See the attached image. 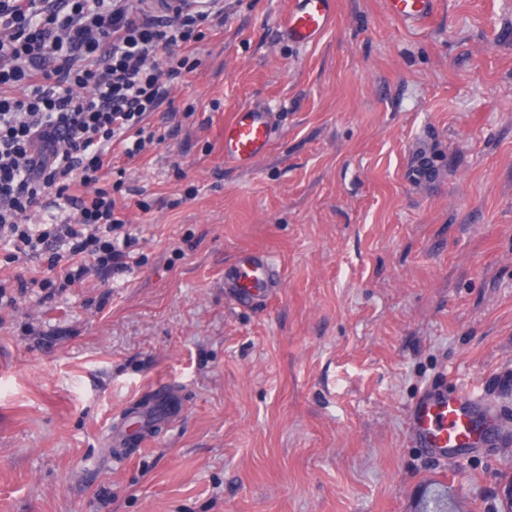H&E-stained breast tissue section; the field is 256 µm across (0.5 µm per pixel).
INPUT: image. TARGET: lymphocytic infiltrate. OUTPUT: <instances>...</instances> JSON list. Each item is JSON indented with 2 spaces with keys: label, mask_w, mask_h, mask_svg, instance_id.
Listing matches in <instances>:
<instances>
[{
  "label": "lymphocytic infiltrate",
  "mask_w": 512,
  "mask_h": 512,
  "mask_svg": "<svg viewBox=\"0 0 512 512\" xmlns=\"http://www.w3.org/2000/svg\"><path fill=\"white\" fill-rule=\"evenodd\" d=\"M224 26V0H0V243L42 253L62 285L122 271L132 243L122 207L100 185L113 151L140 156L172 78L196 71V29ZM68 224L31 225L47 196ZM64 240L68 255L49 243Z\"/></svg>",
  "instance_id": "obj_1"
}]
</instances>
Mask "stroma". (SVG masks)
I'll return each mask as SVG.
<instances>
[{
  "label": "stroma",
  "mask_w": 512,
  "mask_h": 512,
  "mask_svg": "<svg viewBox=\"0 0 512 512\" xmlns=\"http://www.w3.org/2000/svg\"><path fill=\"white\" fill-rule=\"evenodd\" d=\"M289 0H227L173 79L117 199L131 271L12 288L0 307V512H500V451L440 463L408 440L423 389L476 392L512 440V0H437L420 27L336 0L318 43ZM266 105L253 169L220 130ZM245 250L275 293L224 291ZM164 384L178 411L115 458ZM334 20V0H291L279 28L288 42L304 45L317 41ZM280 283L281 268L266 252H244L224 271V291L237 304L253 303L258 294Z\"/></svg>",
  "instance_id": "stroma-1"
}]
</instances>
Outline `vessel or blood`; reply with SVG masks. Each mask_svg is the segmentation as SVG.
Here are the masks:
<instances>
[{
  "label": "vessel or blood",
  "mask_w": 512,
  "mask_h": 512,
  "mask_svg": "<svg viewBox=\"0 0 512 512\" xmlns=\"http://www.w3.org/2000/svg\"><path fill=\"white\" fill-rule=\"evenodd\" d=\"M435 5L436 0H387L394 18L413 24L428 21ZM334 20V0H291L279 28L288 42L304 45L317 41ZM221 135L225 161L252 169L274 141L273 114L264 107L240 108L225 122ZM280 283L281 269L266 252L242 253L224 272L226 293L239 304L253 303L258 294ZM167 393L165 386H157L152 404L138 414L135 429L115 430L113 443L123 444L132 434H144L163 420L171 410ZM407 421L411 441L438 460L459 459L499 445L494 411L467 390L425 388L410 407Z\"/></svg>",
  "instance_id": "1"
}]
</instances>
